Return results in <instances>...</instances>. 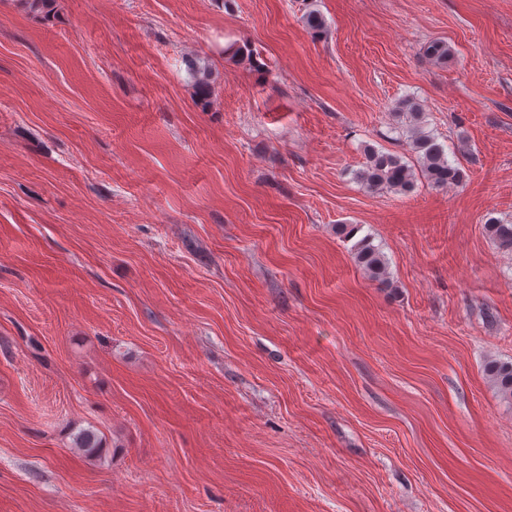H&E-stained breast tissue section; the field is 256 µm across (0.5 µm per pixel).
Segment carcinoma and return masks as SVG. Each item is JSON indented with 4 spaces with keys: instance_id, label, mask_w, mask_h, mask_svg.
<instances>
[{
    "instance_id": "obj_1",
    "label": "carcinoma",
    "mask_w": 512,
    "mask_h": 512,
    "mask_svg": "<svg viewBox=\"0 0 512 512\" xmlns=\"http://www.w3.org/2000/svg\"><path fill=\"white\" fill-rule=\"evenodd\" d=\"M424 55L434 63L446 64L452 57V49L444 41L432 40L424 47ZM394 110L408 120L405 138L416 156L417 165H410L404 156L396 152L369 146L356 178L369 190L404 195L413 192L419 179L436 188L461 184L465 180L461 165L450 159L443 144L425 130V115L420 104L411 97H405L396 103ZM484 229L500 249L512 252V223L489 216ZM353 260L369 280L379 284L389 283L385 256L370 239L366 238L354 246ZM487 375L500 394L512 401V362H490ZM74 447L92 457L100 450V438L93 429H82L74 435Z\"/></svg>"
}]
</instances>
